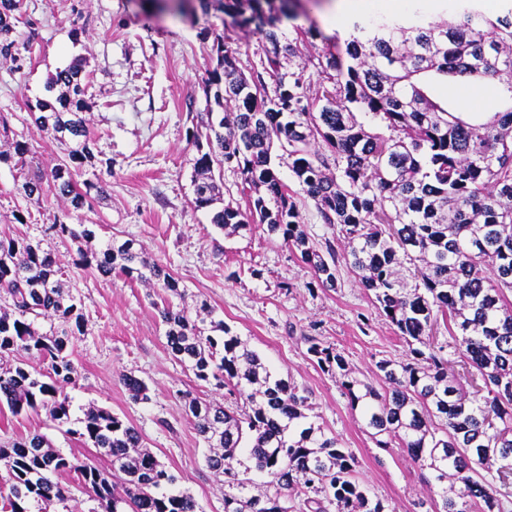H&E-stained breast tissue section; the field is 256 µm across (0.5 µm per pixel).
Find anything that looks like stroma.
<instances>
[{
	"label": "stroma",
	"mask_w": 512,
	"mask_h": 512,
	"mask_svg": "<svg viewBox=\"0 0 512 512\" xmlns=\"http://www.w3.org/2000/svg\"><path fill=\"white\" fill-rule=\"evenodd\" d=\"M17 27L22 68L0 60V114L9 128L0 151L15 143L29 148L30 172H46L63 156L59 143L35 127L27 103L46 97L47 82L74 59L86 62L93 102L88 127L101 158L112 163L103 175L106 193L73 223L99 225V238L132 239L151 260L180 282L174 308L195 315L207 302L258 352L274 377L307 389L310 423L336 436L358 462L360 481L388 512H435L426 470L404 449L379 448L362 430L338 378L322 370L310 340L336 349L355 376L378 382L377 364L405 359L408 348L375 309L357 275L338 267L336 288L321 287L297 249L261 227L234 236L211 222V212L194 206L193 117L203 110L201 79L210 64L211 33L224 34L239 49L243 65L258 63L256 36L221 19L178 15L167 0H20ZM438 93L465 112L500 109L494 82L440 84ZM310 243L337 239L323 224L290 167L287 153L275 159ZM19 171L0 164V233L39 237L60 206L54 197L38 203L22 196ZM28 214L27 223L15 221ZM70 288L85 302L86 324L73 345L78 377L65 388L74 417L103 407L125 417L149 448L179 475L203 512H224V490L205 463L206 447L186 419L185 396L223 401L222 390L197 380L166 347L157 305L162 293L120 274L102 277L72 263L70 240L51 238ZM132 373L148 387L149 399L133 402L123 384ZM46 435L54 447L82 461L94 459L85 447L50 421L45 410L15 417L0 414V442L31 433Z\"/></svg>",
	"instance_id": "35a3bbf8"
}]
</instances>
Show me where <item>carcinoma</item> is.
I'll list each match as a JSON object with an SVG mask.
<instances>
[{
	"label": "carcinoma",
	"instance_id": "obj_1",
	"mask_svg": "<svg viewBox=\"0 0 512 512\" xmlns=\"http://www.w3.org/2000/svg\"><path fill=\"white\" fill-rule=\"evenodd\" d=\"M198 0L259 35L260 67H240L238 52L213 40L202 79L206 107L196 113L194 204L211 208V223L232 233L254 224L300 250L319 285L336 288L344 261L408 347L403 361L378 363L382 385L353 375L330 346L312 343L319 366L338 375L351 410L379 448L392 443L430 470L440 486L436 512H505L497 485L512 479V11L494 18L474 7L428 22L420 7L380 16L371 27L352 22L345 37H327L322 54L299 67L298 44L321 35L297 28L289 39L282 19L296 16L292 0ZM18 0H0V58L17 60ZM454 77L472 84L496 80L508 104L489 115L448 109L430 95L432 83ZM274 83L268 91L266 79ZM83 59L48 81L49 98L28 105L36 128L64 146L44 174L29 175L27 149L0 153L23 172L17 190L40 201L48 190L64 203L47 236L76 245L74 265L102 276L121 273L181 294L178 280L149 260L132 240L88 247L96 232L69 223L104 192L99 176L78 183L95 166V142ZM280 148L322 222L345 243L321 249L301 227L288 186L274 167ZM234 166L247 207L224 202L214 166ZM64 272L42 240L0 235V410L18 416L45 410L66 433L95 449L109 469L79 461L40 433L0 443L10 474L0 512H38L68 505L58 479L71 474L100 512H201L176 489L178 478L143 445L138 430L112 411L93 407L72 424L63 387L76 382L74 339L83 334L84 302L66 289ZM167 347L195 378L227 389L248 409L187 397L186 412L207 444V467L223 478L224 512H387L359 481L354 456L324 429L301 421L308 396L273 377L259 354L222 320L198 325L165 305ZM443 325L455 341L461 370L435 344ZM219 336H214V333ZM22 356L11 364L9 360ZM133 401L148 387L123 376ZM251 465L237 470L240 454ZM255 471L268 478L256 485Z\"/></svg>",
	"mask_w": 512,
	"mask_h": 512
}]
</instances>
